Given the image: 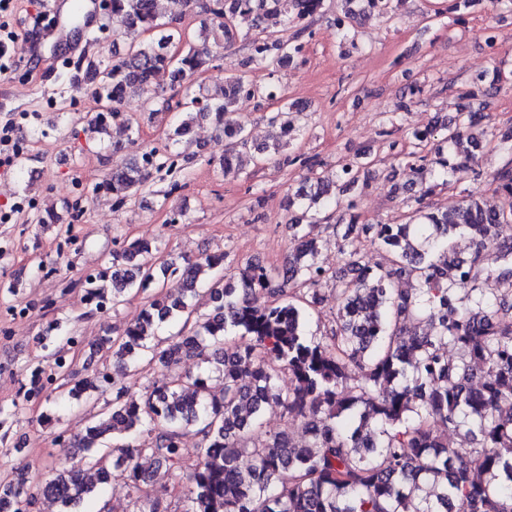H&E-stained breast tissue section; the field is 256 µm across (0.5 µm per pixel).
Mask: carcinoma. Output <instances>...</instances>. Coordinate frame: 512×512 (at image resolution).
Wrapping results in <instances>:
<instances>
[{"instance_id": "cac0c4a2", "label": "carcinoma", "mask_w": 512, "mask_h": 512, "mask_svg": "<svg viewBox=\"0 0 512 512\" xmlns=\"http://www.w3.org/2000/svg\"><path fill=\"white\" fill-rule=\"evenodd\" d=\"M336 35L355 40L359 20L377 14L392 20L394 0H342ZM323 0H174V12L159 22L156 0H112L111 14L123 18L122 57L108 63L90 61L88 74L102 108L89 119L87 131L108 128L120 115L130 93L151 94L161 110L179 111V123L168 140L188 139L193 125L214 117L221 141L224 173L233 169L239 147L248 146L246 123L233 118L241 97L278 98L274 86H262L246 75L224 79L214 93L200 98L185 93L173 105L154 86L156 74L169 71L178 84L213 67L216 33L201 30L186 41L183 16H204L217 26L224 47L237 38L247 42L243 65L272 73L287 68L304 48L309 26ZM277 19L296 28L284 38L267 31ZM150 33L152 41L137 37ZM421 89L408 86L391 114L408 109ZM484 114L468 104L458 106L446 124L412 134L415 150L396 154L409 186H420L405 224H364L380 259L359 255L352 230L357 215L352 200H343L369 162L346 159L332 172L305 179L288 198L301 209L291 219L292 250L281 266L246 263L231 273L225 254L187 258L177 264L153 253L147 241H134L112 254V271L86 279L91 299L112 292V305L132 289L144 290L156 272L178 278L177 294L157 293L140 318L116 336L105 335L96 350L126 371L145 362L161 368L146 387L143 400L126 396L123 383L112 380V402L93 415L70 444L86 452L76 466L55 470L37 484L18 474L0 482V512H17L27 498L50 499L62 512H78L98 487L116 478L135 493L166 479L181 487L185 512H512V322L496 320L497 304L476 287L482 250L498 245L512 256V243L497 244V229L512 223V161L490 174L500 204L475 196L466 184L478 179L477 147L471 129ZM303 109L284 102L271 117L278 128L271 144L254 147L265 164L281 154L302 128ZM443 131L453 162L428 160L418 149L434 132ZM155 152L142 163L112 167L104 187L119 201L135 195L148 181ZM460 188L463 200L445 211H431L425 199L439 184ZM324 210L349 212L334 227L353 276L345 279L323 266L314 229ZM467 234L475 243L470 259L457 256L453 237ZM340 283L335 326L324 339L305 334L309 311L321 304L318 286ZM414 284L401 290L396 284ZM210 305L195 314L191 300L198 286ZM420 312L434 329H410L401 318ZM184 318L172 336L158 337L167 323ZM237 339L223 348L224 339ZM456 347L460 355L448 357ZM197 360V371L180 365ZM291 382L280 384L282 372ZM358 372L350 384L352 373ZM221 375L220 387L210 376ZM60 401L80 400L104 392L97 371L62 384ZM275 404L303 425L306 441L294 443L286 432L265 429L263 410ZM197 427L201 447L187 461L180 449L182 430ZM464 432V453L448 445L441 431ZM250 458V466L240 464Z\"/></svg>"}]
</instances>
